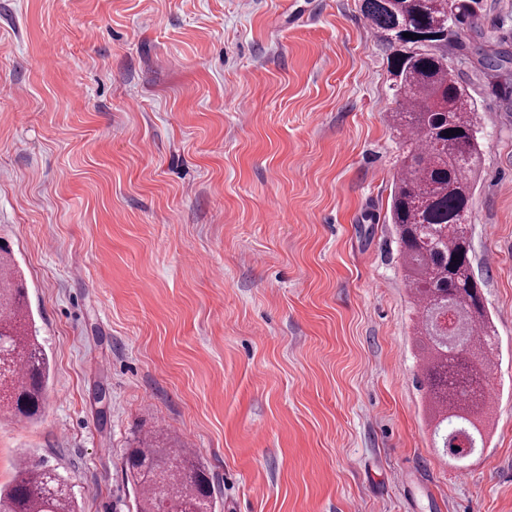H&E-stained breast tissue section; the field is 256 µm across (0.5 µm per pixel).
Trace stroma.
<instances>
[{
  "label": "stroma",
  "instance_id": "obj_1",
  "mask_svg": "<svg viewBox=\"0 0 512 512\" xmlns=\"http://www.w3.org/2000/svg\"><path fill=\"white\" fill-rule=\"evenodd\" d=\"M449 61L478 106L469 235L497 334L457 469L418 383L389 220L402 152L361 0H0V240L51 361L0 415L80 512H135L134 436L194 448L216 512H512V0Z\"/></svg>",
  "mask_w": 512,
  "mask_h": 512
}]
</instances>
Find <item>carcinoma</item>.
I'll return each instance as SVG.
<instances>
[{"instance_id":"obj_1","label":"carcinoma","mask_w":512,"mask_h":512,"mask_svg":"<svg viewBox=\"0 0 512 512\" xmlns=\"http://www.w3.org/2000/svg\"><path fill=\"white\" fill-rule=\"evenodd\" d=\"M474 0H363L383 33L395 81L403 163L391 193L405 279L416 302V335L424 347L421 387L442 447L467 452L488 423L492 325L472 272L466 221L481 161L476 106L448 63L449 35L474 15ZM405 33L430 43L401 45ZM12 252L0 243V413L41 415L50 379L48 355L31 329L25 288ZM136 512H215L210 478L193 450L151 433L126 457ZM77 492L53 469L23 465L0 488V512H77Z\"/></svg>"}]
</instances>
